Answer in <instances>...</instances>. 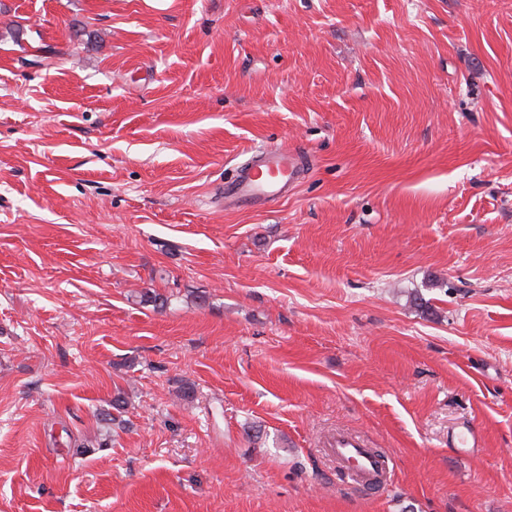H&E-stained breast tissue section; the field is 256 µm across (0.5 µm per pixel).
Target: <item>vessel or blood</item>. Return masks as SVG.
I'll return each mask as SVG.
<instances>
[{
  "label": "vessel or blood",
  "mask_w": 512,
  "mask_h": 512,
  "mask_svg": "<svg viewBox=\"0 0 512 512\" xmlns=\"http://www.w3.org/2000/svg\"><path fill=\"white\" fill-rule=\"evenodd\" d=\"M300 175L299 163L287 149L262 150L253 154L237 177L225 185L224 194L231 199L268 204L284 196ZM328 452L346 476L363 488L372 486L386 468L384 458L351 432H337Z\"/></svg>",
  "instance_id": "b4317fda"
}]
</instances>
